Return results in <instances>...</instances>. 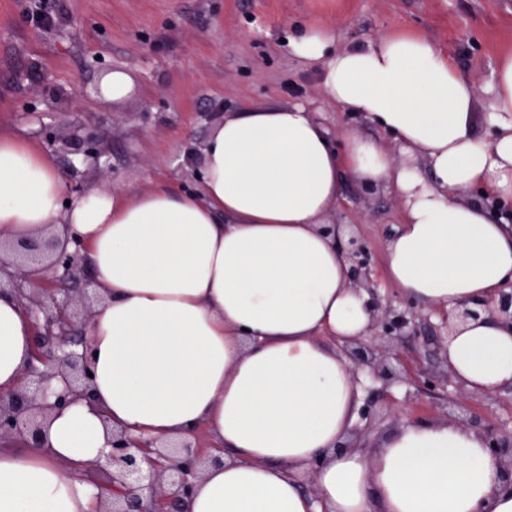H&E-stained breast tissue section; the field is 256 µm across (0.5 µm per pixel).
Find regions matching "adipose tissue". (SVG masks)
Segmentation results:
<instances>
[{
  "mask_svg": "<svg viewBox=\"0 0 512 512\" xmlns=\"http://www.w3.org/2000/svg\"><path fill=\"white\" fill-rule=\"evenodd\" d=\"M335 42L310 22L288 47L320 69L325 100L393 133L405 164L356 134L337 152L304 104L251 107L209 132L201 195L157 186L69 200L51 161L0 134V237L61 225L103 300L87 323L93 400L54 415L47 450L0 448V512H94L79 471L107 451L108 428L162 441L200 425L224 461L196 480L191 512H512L477 430L407 420L371 452L345 447L366 381L343 349L369 336L371 315L321 227L341 171L388 183L404 209L385 274L403 298L449 312L511 285L512 225L463 195L512 202V54L480 90L420 36ZM33 334L0 295V390L20 385ZM446 364L470 393L512 386V329L458 327Z\"/></svg>",
  "mask_w": 512,
  "mask_h": 512,
  "instance_id": "ef3b65f1",
  "label": "adipose tissue"
}]
</instances>
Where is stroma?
Masks as SVG:
<instances>
[{"mask_svg":"<svg viewBox=\"0 0 512 512\" xmlns=\"http://www.w3.org/2000/svg\"><path fill=\"white\" fill-rule=\"evenodd\" d=\"M336 28L337 49L411 33L431 40L478 86L512 52V0H0V132L47 155L70 185L116 194L162 184L202 190L204 142L224 117L247 107L310 104L336 147L347 135L372 137L403 163L393 134L321 96L318 70L303 66L285 40L306 23ZM122 69L136 87L117 106L100 105L93 88ZM93 135L100 165H75L70 144ZM402 219L388 184L364 185L343 174L327 223L364 239L380 288L386 243ZM371 436L401 417L498 422L512 415V392L462 397L448 390L377 394Z\"/></svg>","mask_w":512,"mask_h":512,"instance_id":"1","label":"stroma"}]
</instances>
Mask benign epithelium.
<instances>
[{
    "label": "benign epithelium",
    "instance_id": "1",
    "mask_svg": "<svg viewBox=\"0 0 512 512\" xmlns=\"http://www.w3.org/2000/svg\"><path fill=\"white\" fill-rule=\"evenodd\" d=\"M71 149L85 163L101 161L102 152L93 137L75 139ZM338 243L349 266V284L367 294L366 305L372 314L369 338L346 349L351 368L357 374L368 373L385 390L401 387L406 378L390 361L387 348L423 337L434 342L431 357L437 362L445 337L434 335L437 327L431 323L432 313L403 308L378 294L365 241L347 233ZM82 251L81 242L63 241L53 229L0 243V253L11 255V262L0 266V293L14 294L35 320V363L19 388L0 392V440L44 448L52 415L78 400L92 401L85 325L100 300ZM484 315L512 328V284L490 301L459 304L453 313L443 315L440 328L450 334L456 326ZM474 428L483 434L505 481L512 486V428L477 422ZM222 462L224 451L202 445L195 431L162 443L150 437L132 438L121 430L112 432L104 461L83 476L99 473L105 480L98 484L104 499L97 512H187L194 481L205 467Z\"/></svg>",
    "mask_w": 512,
    "mask_h": 512
}]
</instances>
